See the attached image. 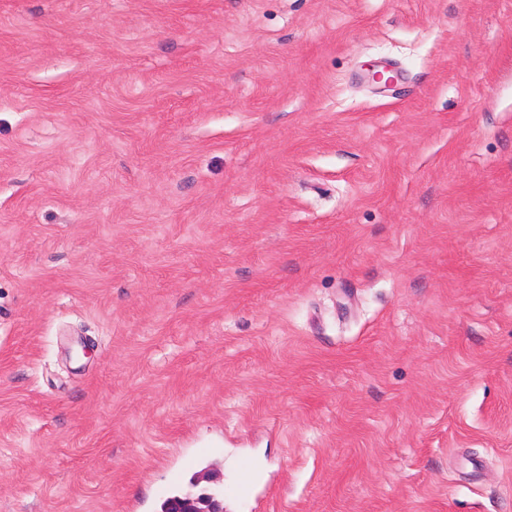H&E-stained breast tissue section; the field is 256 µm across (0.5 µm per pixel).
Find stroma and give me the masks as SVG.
Here are the masks:
<instances>
[{
    "mask_svg": "<svg viewBox=\"0 0 512 512\" xmlns=\"http://www.w3.org/2000/svg\"><path fill=\"white\" fill-rule=\"evenodd\" d=\"M204 491L512 512V0H0V512Z\"/></svg>",
    "mask_w": 512,
    "mask_h": 512,
    "instance_id": "stroma-1",
    "label": "stroma"
}]
</instances>
